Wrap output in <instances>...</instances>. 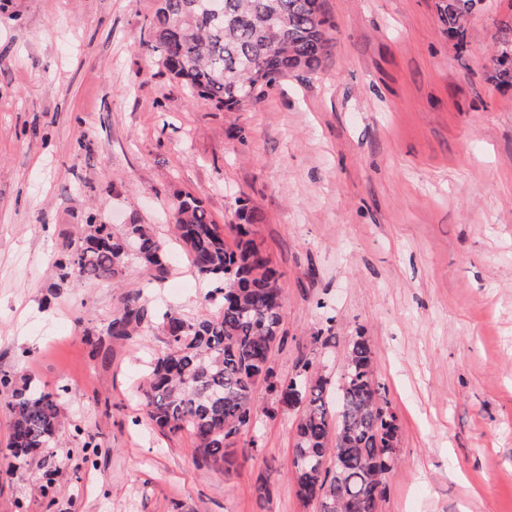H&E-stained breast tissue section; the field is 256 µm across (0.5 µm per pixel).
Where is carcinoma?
<instances>
[{
    "instance_id": "carcinoma-1",
    "label": "carcinoma",
    "mask_w": 512,
    "mask_h": 512,
    "mask_svg": "<svg viewBox=\"0 0 512 512\" xmlns=\"http://www.w3.org/2000/svg\"><path fill=\"white\" fill-rule=\"evenodd\" d=\"M479 2L436 0L443 31L460 49L466 47L467 17ZM143 30L159 73L193 99L233 111L290 73L320 71L333 46L334 24L325 0H160ZM487 80L511 88L512 59L494 57ZM172 211L195 274L212 285L207 298L216 310L200 319L173 309L162 314L158 325L167 349L151 360L141 388L148 421L167 435L188 432L198 465L228 471L236 462L237 438L254 423V393L261 383L275 404L299 412L291 459L297 498L337 502L340 512H377L385 475L397 459L399 423L376 380L369 340H351L334 403L329 378L307 363L289 378L278 376L272 355L282 339L284 288L253 238L254 208L244 202L236 211L233 250L197 197L175 195ZM129 239L137 242L141 265L166 270V246L150 225L132 216L116 235L94 214L78 241L56 256L54 268L62 279L118 280ZM144 319L139 295L125 294L105 335H136ZM0 398L11 414L9 451L15 460L57 446L65 434L60 394L17 388L3 375Z\"/></svg>"
}]
</instances>
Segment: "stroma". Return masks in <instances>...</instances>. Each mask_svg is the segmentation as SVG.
Here are the masks:
<instances>
[{
	"label": "stroma",
	"instance_id": "1",
	"mask_svg": "<svg viewBox=\"0 0 512 512\" xmlns=\"http://www.w3.org/2000/svg\"><path fill=\"white\" fill-rule=\"evenodd\" d=\"M325 8L322 70L221 112L159 74L154 0H0V375L62 391L67 415L58 447L14 466L0 400V512H316L290 478L298 415L267 416L264 387L234 468H201L137 392L165 336L85 339L126 292L152 316L212 313L174 239L180 192L219 225L256 208L284 288L280 376H337L369 339L400 425L378 512H512V89L486 79L512 0H483L462 50L435 0ZM92 213L117 234L150 224L166 272L61 279Z\"/></svg>",
	"mask_w": 512,
	"mask_h": 512
}]
</instances>
